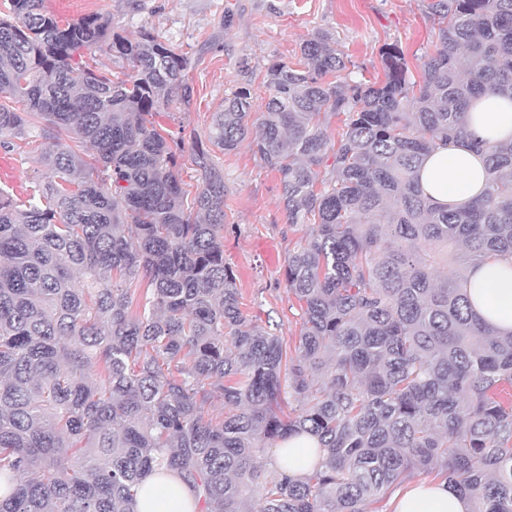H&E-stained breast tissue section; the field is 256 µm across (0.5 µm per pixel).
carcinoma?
I'll list each match as a JSON object with an SVG mask.
<instances>
[{"label": "carcinoma", "instance_id": "cac0c4a2", "mask_svg": "<svg viewBox=\"0 0 512 512\" xmlns=\"http://www.w3.org/2000/svg\"><path fill=\"white\" fill-rule=\"evenodd\" d=\"M41 2L0 0V146L41 124L45 169L37 198L0 189V512H135L163 471L199 512H380L424 473L473 512H512V333L467 294L472 268L512 255V142H471L487 183L462 207L416 183L430 152L468 139L474 100L512 97V0H422L437 41L419 81L390 44L384 79L352 77L323 31L268 68L251 145L288 223L308 225L285 267L292 346L241 309L211 150L193 153L189 201L180 145L153 121L190 101L191 59ZM250 98H224L210 145L249 137ZM304 433L319 461L300 475L257 465Z\"/></svg>", "mask_w": 512, "mask_h": 512}]
</instances>
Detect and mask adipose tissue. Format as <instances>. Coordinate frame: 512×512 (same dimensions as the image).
Segmentation results:
<instances>
[{
  "mask_svg": "<svg viewBox=\"0 0 512 512\" xmlns=\"http://www.w3.org/2000/svg\"><path fill=\"white\" fill-rule=\"evenodd\" d=\"M467 124L476 140H511L512 99L486 95L469 114ZM418 181L435 203L462 204L485 189V157L464 143L439 147L422 163ZM467 291L485 323L501 333L512 332V256L472 269ZM143 487L146 494L140 497L136 512H195L193 492L176 474H152ZM395 512H471V506L447 483L418 482L397 498Z\"/></svg>",
  "mask_w": 512,
  "mask_h": 512,
  "instance_id": "adipose-tissue-1",
  "label": "adipose tissue"
}]
</instances>
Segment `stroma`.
<instances>
[{"mask_svg": "<svg viewBox=\"0 0 512 512\" xmlns=\"http://www.w3.org/2000/svg\"><path fill=\"white\" fill-rule=\"evenodd\" d=\"M42 5L69 22L98 15L131 38L150 31L193 58L187 71L190 103L173 100L156 116L180 140L182 178L191 186L197 183L192 151L196 142L206 141L225 97L247 87L253 113L263 112L268 67L298 62L301 44L315 31L331 33L356 75L370 80L383 77L384 45H397L417 77L436 41L422 0H42ZM4 155L14 174L0 187L24 198L42 180L39 154L24 144L8 152L0 148ZM214 160L224 171V260L237 276L242 309L259 324H275L279 336L295 343L301 320L288 299L284 266L306 228L289 224L279 176L249 144L215 153Z\"/></svg>", "mask_w": 512, "mask_h": 512, "instance_id": "stroma-1", "label": "stroma"}]
</instances>
